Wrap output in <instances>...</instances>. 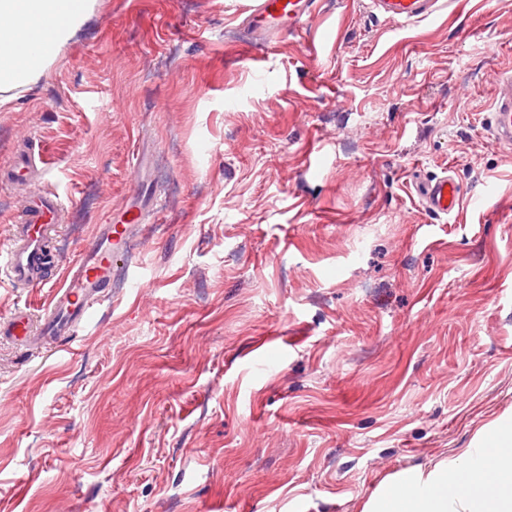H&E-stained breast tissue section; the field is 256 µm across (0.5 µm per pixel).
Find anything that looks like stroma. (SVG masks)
<instances>
[{
  "label": "stroma",
  "instance_id": "obj_1",
  "mask_svg": "<svg viewBox=\"0 0 512 512\" xmlns=\"http://www.w3.org/2000/svg\"><path fill=\"white\" fill-rule=\"evenodd\" d=\"M251 0H98L31 90L0 105V249L27 198L64 202L68 266L149 202L69 350L0 342V512H363L512 424V154L493 142L512 0L405 26L316 0L271 49ZM151 167L139 178L136 155ZM449 173L480 209L439 217ZM278 368H254L263 342ZM473 208L482 202L481 195L465 197L459 184L452 175L444 173L424 182L419 188V199L422 207L435 215H452L460 206L463 199Z\"/></svg>",
  "mask_w": 512,
  "mask_h": 512
}]
</instances>
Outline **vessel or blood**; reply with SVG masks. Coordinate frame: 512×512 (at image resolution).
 <instances>
[{
  "label": "vessel or blood",
  "mask_w": 512,
  "mask_h": 512,
  "mask_svg": "<svg viewBox=\"0 0 512 512\" xmlns=\"http://www.w3.org/2000/svg\"><path fill=\"white\" fill-rule=\"evenodd\" d=\"M315 0H253L246 9L243 25L260 46L280 35L300 34L313 13ZM445 0H370L372 11L386 22L409 24L441 9ZM494 108L490 132L496 145L512 148V71L497 73L494 79ZM422 207L435 215L454 214L461 203L475 207L478 195H464L452 175L444 174L419 188ZM63 208L58 195L33 194L23 223L13 225L11 244L0 251V287L52 286L50 302L40 328H33L27 309L15 308L0 320V339L22 346L37 339L53 343L72 336L95 312L103 298L111 296L117 267L129 252L132 234L139 222L140 207H132L127 220L98 225L92 240L68 267L63 282L52 274L58 260L49 248L55 231L54 220Z\"/></svg>",
  "instance_id": "b4317fda"
}]
</instances>
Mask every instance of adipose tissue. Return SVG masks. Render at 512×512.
Masks as SVG:
<instances>
[{"instance_id":"obj_1","label":"adipose tissue","mask_w":512,"mask_h":512,"mask_svg":"<svg viewBox=\"0 0 512 512\" xmlns=\"http://www.w3.org/2000/svg\"><path fill=\"white\" fill-rule=\"evenodd\" d=\"M97 0H0V95L37 84ZM366 512H512V429L493 424L479 447L388 483Z\"/></svg>"}]
</instances>
